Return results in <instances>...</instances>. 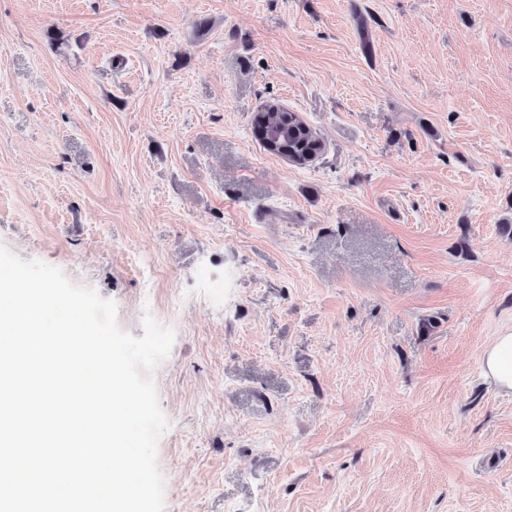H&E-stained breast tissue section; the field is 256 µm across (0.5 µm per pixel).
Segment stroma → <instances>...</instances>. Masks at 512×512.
<instances>
[{
  "mask_svg": "<svg viewBox=\"0 0 512 512\" xmlns=\"http://www.w3.org/2000/svg\"><path fill=\"white\" fill-rule=\"evenodd\" d=\"M0 245L173 329L164 512H512V0H0ZM485 374L500 391L512 392V331L501 333L486 348Z\"/></svg>",
  "mask_w": 512,
  "mask_h": 512,
  "instance_id": "stroma-1",
  "label": "stroma"
}]
</instances>
